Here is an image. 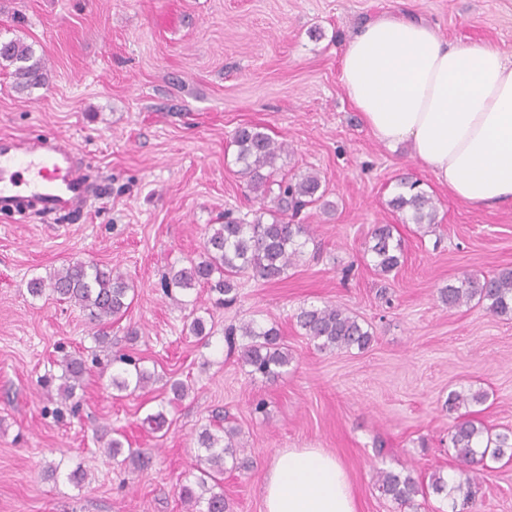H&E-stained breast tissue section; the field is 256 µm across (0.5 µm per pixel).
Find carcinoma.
<instances>
[{
    "label": "carcinoma",
    "mask_w": 512,
    "mask_h": 512,
    "mask_svg": "<svg viewBox=\"0 0 512 512\" xmlns=\"http://www.w3.org/2000/svg\"><path fill=\"white\" fill-rule=\"evenodd\" d=\"M0 60L14 66L12 75L17 87L25 89L42 86L47 82L40 61L33 59V49L17 39L0 41ZM236 148L235 163L240 174L249 178L247 187L260 200V208L254 219L246 221L232 213L224 214V223L209 225L203 252L199 260L190 259L180 269L172 268L160 280L162 292L170 296L178 291L184 295L207 286L222 295L220 302L231 304L236 300L237 278L248 274L265 282L283 278L295 261L303 256L306 245L313 241L311 226L295 224L288 215H297L302 209L320 204L324 192L320 179L311 174L280 180L273 179L276 162L286 151V144L277 142L258 126L238 128L231 140ZM271 199L274 206L265 207ZM393 209L410 212L412 223L432 229L437 225V207L416 184H401V191L390 201ZM375 270L386 274L400 265L401 240L394 238L393 226L378 224L371 233L368 247ZM30 296L40 299L49 294L59 301L71 303L85 313L94 326L93 336L99 347L112 353L111 386L119 392L144 389L152 381V375L140 365L139 360L126 353L112 352L107 325L120 319L127 312L134 298V285L120 273L98 263L77 260L46 277H34L27 285ZM441 302L453 311L471 302L483 305L490 313L512 318V269H504L492 275H474L450 284L439 291ZM197 300H186L191 307L189 331L204 338L205 319L198 315ZM297 323L304 335L320 350H364L374 340L371 329L357 317L336 305L303 308L297 314ZM247 339L240 347V360L249 367L252 376L275 378L291 363V355L285 347L279 329L264 328L254 321L224 328L228 347H236L237 337ZM64 383L60 385V398L67 402L73 398L86 372L85 362L76 356L66 355L60 362ZM487 393L482 390H454L448 394V412H455L469 404H482ZM239 431L233 427L203 429L198 435L200 452L196 455L195 468L200 473L195 485L180 488V498L190 512H227L224 493L214 491L207 480H216L224 474L226 462L234 468L249 466L244 449L238 447L235 438ZM450 444L456 459L466 467L464 476L456 479L441 472L430 476V487L436 494L452 499L462 496V506L474 504L480 493V471L486 457L512 459V432L493 433L483 423L458 416L450 430ZM375 487L378 492L397 505L409 506L414 498L425 493V488L412 472L381 471Z\"/></svg>",
    "instance_id": "carcinoma-1"
}]
</instances>
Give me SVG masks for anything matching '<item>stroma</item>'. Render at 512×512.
<instances>
[{"instance_id":"1","label":"stroma","mask_w":512,"mask_h":512,"mask_svg":"<svg viewBox=\"0 0 512 512\" xmlns=\"http://www.w3.org/2000/svg\"><path fill=\"white\" fill-rule=\"evenodd\" d=\"M384 14L425 21L453 44L512 53V0H0V39L31 45L48 76L20 89L0 62V133L70 140L103 185L66 224L0 215V512H185L179 491L198 477L197 436L220 421L238 427L252 461L221 478L230 512H263V475L284 448L335 454L358 512H446L432 493L399 507L375 488L377 470L408 469L425 483L455 469L453 390L485 391L472 418L512 429V318L476 304L451 312L439 299L467 275L512 268V206L459 201L408 148L373 137L341 84L340 58ZM246 125L286 143L279 175L317 173L333 208L296 216L315 242L282 280L241 278L228 307L201 291L210 330L202 339L159 281L199 256L225 210L258 209L231 144ZM403 179L434 198L435 232L390 206ZM378 224L393 225L402 242L388 274L367 251ZM73 259L134 284L112 348L140 359L153 375L147 388L115 396L86 316L28 294L31 278ZM327 304L371 327L368 349L321 351L304 336L300 309ZM242 320L279 328L292 355L286 373L248 374L224 340ZM66 354L87 362L75 412L62 409L57 384H42L60 376ZM176 380L190 392L174 402ZM160 409L169 425L155 433L142 420ZM105 429L149 464L105 457ZM78 466L87 472L80 488L66 478ZM477 510L512 512V460H488Z\"/></svg>"}]
</instances>
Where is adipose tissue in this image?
<instances>
[{"label":"adipose tissue","mask_w":512,"mask_h":512,"mask_svg":"<svg viewBox=\"0 0 512 512\" xmlns=\"http://www.w3.org/2000/svg\"><path fill=\"white\" fill-rule=\"evenodd\" d=\"M340 79L376 140L409 144L471 205L512 203V54L453 45L411 19L382 16L348 43ZM263 512H358L349 477L321 448H285L262 482Z\"/></svg>","instance_id":"adipose-tissue-1"}]
</instances>
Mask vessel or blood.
Returning <instances> with one entry per match:
<instances>
[{"label": "vessel or blood", "instance_id": "b4317fda", "mask_svg": "<svg viewBox=\"0 0 512 512\" xmlns=\"http://www.w3.org/2000/svg\"><path fill=\"white\" fill-rule=\"evenodd\" d=\"M93 199L89 170L70 143L58 137L0 136V214L71 218Z\"/></svg>", "mask_w": 512, "mask_h": 512}]
</instances>
